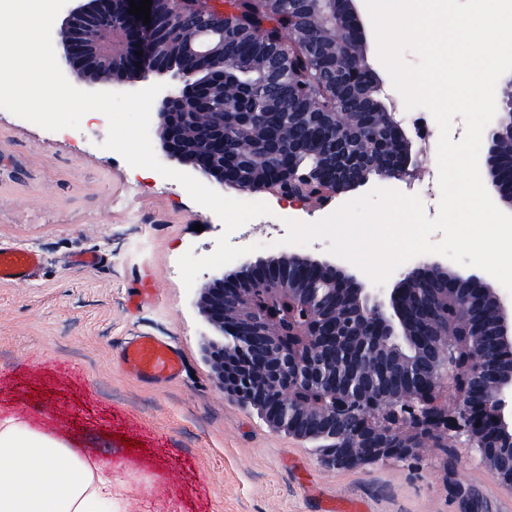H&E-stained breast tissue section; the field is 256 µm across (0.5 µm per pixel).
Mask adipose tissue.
<instances>
[{
    "label": "adipose tissue",
    "instance_id": "adipose-tissue-1",
    "mask_svg": "<svg viewBox=\"0 0 512 512\" xmlns=\"http://www.w3.org/2000/svg\"><path fill=\"white\" fill-rule=\"evenodd\" d=\"M0 512H121L111 467L28 420L0 414Z\"/></svg>",
    "mask_w": 512,
    "mask_h": 512
}]
</instances>
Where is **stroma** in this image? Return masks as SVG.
<instances>
[{
	"label": "stroma",
	"mask_w": 512,
	"mask_h": 512,
	"mask_svg": "<svg viewBox=\"0 0 512 512\" xmlns=\"http://www.w3.org/2000/svg\"><path fill=\"white\" fill-rule=\"evenodd\" d=\"M107 133L103 118L61 133L0 111V244L41 259L28 280L0 282V412L108 462L125 512H324L330 502L464 512L458 483L478 512H512V489L469 449H455L451 462L423 447L410 463L329 468L316 442L225 398L206 359L211 330L198 292L178 268L186 252L215 251L219 218L175 180L132 176L104 148ZM376 186L306 209L269 200L270 215L229 241L280 255L286 220H319ZM141 336L179 351L178 377L154 383L124 369V346Z\"/></svg>",
	"instance_id": "35a3bbf8"
}]
</instances>
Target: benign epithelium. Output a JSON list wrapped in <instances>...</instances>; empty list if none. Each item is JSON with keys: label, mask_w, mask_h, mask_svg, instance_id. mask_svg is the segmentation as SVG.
<instances>
[{"label": "benign epithelium", "mask_w": 512, "mask_h": 512, "mask_svg": "<svg viewBox=\"0 0 512 512\" xmlns=\"http://www.w3.org/2000/svg\"><path fill=\"white\" fill-rule=\"evenodd\" d=\"M359 54L336 48L326 85L376 105L379 146L354 154L346 113L327 123L314 112L318 137L288 142L271 154L288 166L276 177L243 181L225 159L224 120L236 115L220 93L232 63L212 46L169 60L161 30L191 27L186 0H152L150 23L128 13L129 0H68L52 27L60 68L86 91H135L166 84L153 102L150 132L165 159L221 190L271 194L301 203L336 195L371 179L417 176L423 148L382 93L363 46L357 0H342ZM498 128L488 136L485 165L492 196L512 205V181L499 166ZM448 273V287L422 300L417 278ZM473 268L448 271L440 256L417 260L391 285H366L340 258L325 253L245 255L199 289L197 306L223 341L206 357L229 399L257 408L266 423L298 440L321 442V461L337 469L413 460L424 443L453 454L474 451L497 482L512 488V296ZM472 303L492 313L490 330L460 323Z\"/></svg>", "instance_id": "1"}]
</instances>
